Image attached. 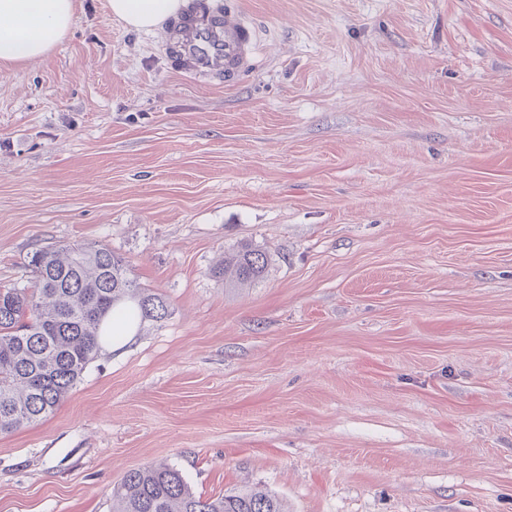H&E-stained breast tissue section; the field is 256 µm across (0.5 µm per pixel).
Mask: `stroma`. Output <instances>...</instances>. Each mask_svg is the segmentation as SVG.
<instances>
[{"label":"stroma","mask_w":512,"mask_h":512,"mask_svg":"<svg viewBox=\"0 0 512 512\" xmlns=\"http://www.w3.org/2000/svg\"><path fill=\"white\" fill-rule=\"evenodd\" d=\"M233 86L80 0L0 71V289L61 245L169 314L0 434V512H112L147 463L288 512H512V0H211ZM265 252L257 283L212 274ZM266 254L251 245L240 246L225 253L224 261L217 265L212 273L224 278L225 287L251 285L263 277L267 267Z\"/></svg>","instance_id":"stroma-1"}]
</instances>
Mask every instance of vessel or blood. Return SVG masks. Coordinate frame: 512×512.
<instances>
[{"label": "vessel or blood", "mask_w": 512, "mask_h": 512, "mask_svg": "<svg viewBox=\"0 0 512 512\" xmlns=\"http://www.w3.org/2000/svg\"><path fill=\"white\" fill-rule=\"evenodd\" d=\"M165 51L185 76L218 77L232 85L255 58L256 29L232 8L220 11L210 0H190L166 31Z\"/></svg>", "instance_id": "vessel-or-blood-1"}]
</instances>
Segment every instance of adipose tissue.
Returning <instances> with one entry per match:
<instances>
[{"label":"adipose tissue","instance_id":"adipose-tissue-1","mask_svg":"<svg viewBox=\"0 0 512 512\" xmlns=\"http://www.w3.org/2000/svg\"><path fill=\"white\" fill-rule=\"evenodd\" d=\"M181 0H108L113 17L135 30L156 28ZM77 0H0V69L49 55L70 34Z\"/></svg>","mask_w":512,"mask_h":512}]
</instances>
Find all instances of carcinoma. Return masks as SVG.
I'll use <instances>...</instances> for the list:
<instances>
[{
    "label": "carcinoma",
    "instance_id": "cac0c4a2",
    "mask_svg": "<svg viewBox=\"0 0 512 512\" xmlns=\"http://www.w3.org/2000/svg\"><path fill=\"white\" fill-rule=\"evenodd\" d=\"M33 288L0 290V433L50 416L70 394L100 348L106 323L159 321L162 296L137 286L124 258L105 246H61L32 259ZM266 254L244 245L224 254L212 273L226 287L263 277ZM112 512H288L257 489L204 498L169 465L129 470L112 489Z\"/></svg>",
    "mask_w": 512,
    "mask_h": 512
}]
</instances>
